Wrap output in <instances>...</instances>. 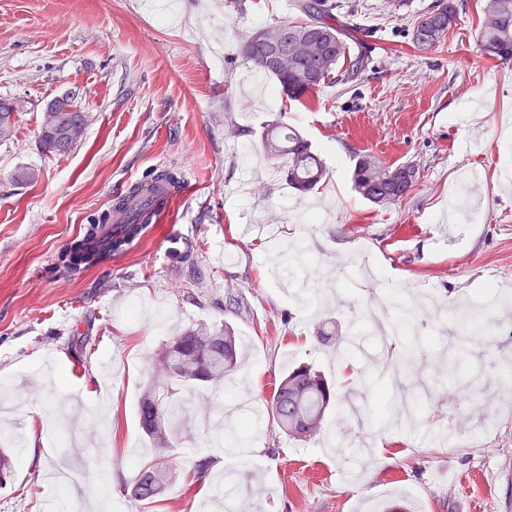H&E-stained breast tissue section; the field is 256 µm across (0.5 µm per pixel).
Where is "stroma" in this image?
<instances>
[{
    "label": "stroma",
    "instance_id": "35a3bbf8",
    "mask_svg": "<svg viewBox=\"0 0 512 512\" xmlns=\"http://www.w3.org/2000/svg\"><path fill=\"white\" fill-rule=\"evenodd\" d=\"M329 2L370 29L366 67L285 106L268 99L273 79L245 92L238 46L302 20L298 0H0V99L25 103L0 139V448L13 464L0 512H70L75 494L84 512H201L227 485L242 512H512V64L481 54L477 0L425 52L407 34L433 0ZM71 91L87 124L59 158L40 148L41 115ZM280 121L328 167L310 194L261 151ZM365 153L414 165L411 192L384 206L358 196ZM20 164L40 169L37 185L12 182ZM161 169L194 193L123 256L77 276L59 266ZM414 286L432 302L410 330L362 324L369 305L398 319L394 292ZM331 323L357 349L321 341ZM202 325L234 331L239 365L223 387L176 390V476L156 502H128L121 484L153 458L137 401L154 356ZM408 345L412 364L394 361ZM300 363L336 391L308 441L267 410ZM243 387L262 409L246 452L228 455L203 422L233 414ZM201 458L212 465L198 479Z\"/></svg>",
    "mask_w": 512,
    "mask_h": 512
}]
</instances>
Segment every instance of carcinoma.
<instances>
[{"mask_svg": "<svg viewBox=\"0 0 512 512\" xmlns=\"http://www.w3.org/2000/svg\"><path fill=\"white\" fill-rule=\"evenodd\" d=\"M477 44L485 57L498 64L512 62V0H482ZM304 22L279 21L253 29L239 44V53L255 69L272 78L291 102H300L327 82H342L362 68L363 51L352 54L349 43L362 44L357 29L332 15L324 0H302ZM466 0H435L432 10L419 16L411 30V42L419 50L434 48L456 25ZM71 111L43 113L39 139L43 149L54 156L68 155L77 141L65 135L70 126L85 127L86 112L72 98ZM261 147L272 158L288 159L287 180L292 189L307 193L324 178L326 168L311 145L294 127L267 126L261 135ZM415 168L384 166L373 156L356 159L351 176L354 191L364 200L380 204L397 202L411 190ZM178 178L163 172L130 188L117 199L113 208L102 212L86 228L93 236L95 226L112 222V213L122 212L133 221H141L153 198L175 185ZM101 259L82 243H73L60 255V261L73 273H80ZM237 362V337L229 328L206 326L190 329L172 337L156 357V369L166 389L150 384L140 394L137 415L151 447L158 452L155 462L138 466L132 478L121 485L128 501L150 502L164 491L169 467L164 453L171 448L174 433L167 417L172 413L168 393L172 386L201 385L219 388ZM335 400V390L320 373L298 364L288 369L273 395L270 412L273 421L286 435L312 439L323 430L326 412Z\"/></svg>", "mask_w": 512, "mask_h": 512, "instance_id": "carcinoma-1", "label": "carcinoma"}]
</instances>
